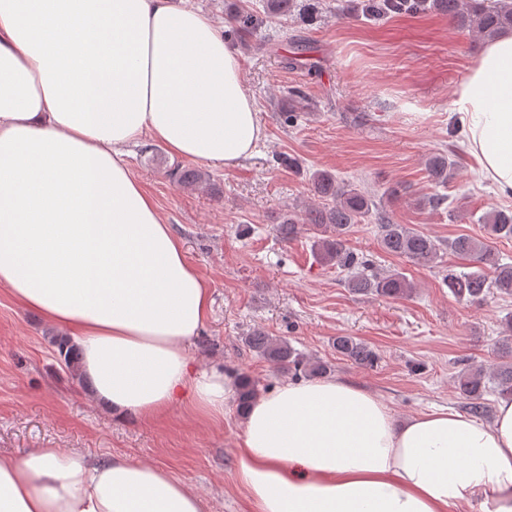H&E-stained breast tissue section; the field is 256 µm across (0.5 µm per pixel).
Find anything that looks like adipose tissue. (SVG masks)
Wrapping results in <instances>:
<instances>
[{"label": "adipose tissue", "instance_id": "adipose-tissue-1", "mask_svg": "<svg viewBox=\"0 0 512 512\" xmlns=\"http://www.w3.org/2000/svg\"><path fill=\"white\" fill-rule=\"evenodd\" d=\"M465 152L512 200V31L455 92ZM265 137L240 56L175 0H0V289L64 330L92 397L152 421H220L234 386L187 349L211 293L130 169L145 141L231 168ZM236 473L254 512H512V399L484 423L396 421L345 381L292 382L247 408ZM0 512H208L163 468L39 448L0 454Z\"/></svg>", "mask_w": 512, "mask_h": 512}]
</instances>
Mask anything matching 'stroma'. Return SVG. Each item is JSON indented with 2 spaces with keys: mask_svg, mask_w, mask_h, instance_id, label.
Returning a JSON list of instances; mask_svg holds the SVG:
<instances>
[{
  "mask_svg": "<svg viewBox=\"0 0 512 512\" xmlns=\"http://www.w3.org/2000/svg\"><path fill=\"white\" fill-rule=\"evenodd\" d=\"M299 2L301 12L263 16L247 41L230 42L265 128L253 156L229 170L204 166L206 181L197 187L169 177L181 160L160 145L135 147L128 158L214 300L188 356L268 393L292 376L247 346L258 328L326 364L330 377L374 393L397 417L442 407L466 412L456 377L467 366L497 363L512 296L494 293L481 305L455 300L437 268L384 252L371 221L352 227L348 246L381 271L402 272L415 288L404 299L356 294L346 272L316 258L312 231L285 241L276 227L288 208L314 203L309 175L328 170L374 193L395 223L428 234L452 261L449 240L481 234L479 216L504 205L474 174L451 115L455 88L485 41L436 13L374 19L361 14L363 0ZM291 88L309 99L294 124L281 113ZM438 150L452 151L455 170L446 203L433 210L420 201L435 191L424 160ZM279 154L300 158L303 172L277 165ZM59 334L0 291V453L75 448L92 461L123 456L188 482L209 512H253L235 480L237 401L216 424L178 408L155 422L113 419L69 376ZM341 335L370 345L377 363L343 360L333 347Z\"/></svg>",
  "mask_w": 512,
  "mask_h": 512,
  "instance_id": "stroma-1",
  "label": "stroma"
}]
</instances>
